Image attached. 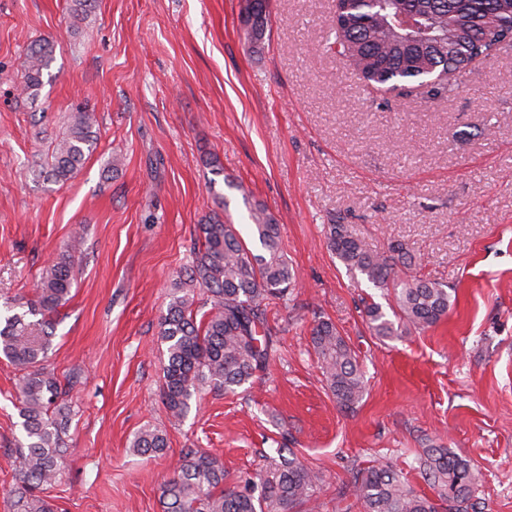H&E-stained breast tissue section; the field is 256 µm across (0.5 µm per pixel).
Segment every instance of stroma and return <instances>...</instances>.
I'll list each match as a JSON object with an SVG mask.
<instances>
[{
  "label": "stroma",
  "mask_w": 512,
  "mask_h": 512,
  "mask_svg": "<svg viewBox=\"0 0 512 512\" xmlns=\"http://www.w3.org/2000/svg\"><path fill=\"white\" fill-rule=\"evenodd\" d=\"M246 0H0V320L24 312L42 272L86 228L71 298L52 316L45 367L69 383L66 464L43 497L62 512H162L182 453L204 448L229 479L293 449L323 481L316 512H360L352 475L387 464L420 494L423 448L442 445L479 473L480 512H512V44L442 97L368 87L323 50L335 0H267L259 51ZM55 54L37 98L18 62L39 38ZM97 148L67 182L35 178L76 106ZM264 207L298 273L267 322L274 351L236 392L205 388L183 419L162 394L158 320L216 215L253 253ZM344 224L370 249L405 243L413 275L447 284V315L392 338L363 309L391 297L327 246ZM332 321L365 373L340 410L311 344ZM19 369L0 355V512H14L24 440ZM167 449L140 455L144 427Z\"/></svg>",
  "instance_id": "obj_1"
}]
</instances>
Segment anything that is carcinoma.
<instances>
[{
	"mask_svg": "<svg viewBox=\"0 0 512 512\" xmlns=\"http://www.w3.org/2000/svg\"><path fill=\"white\" fill-rule=\"evenodd\" d=\"M266 8V0H247L250 30L246 39L251 44L264 35ZM330 34L333 39L327 40L325 48H335L347 57L366 85L396 91L416 84L428 87L427 94L435 98L459 87L472 58L491 57L501 44L512 43V0H380L375 10L364 0H338ZM54 51L55 43L42 39L25 54L22 92L28 97L39 95L43 70ZM96 144L91 113L79 107L70 114L66 136L55 143L34 175L65 182ZM251 219L264 255L253 253L233 224L211 219L197 225L192 264L185 270V279L173 288L160 318L159 338L167 352L163 397L175 417L187 414L191 399L202 388L234 393L269 360L273 338L267 306L274 300H288L297 275L280 250L274 217L257 206ZM327 239L349 270L393 295L392 319L376 303L364 308L374 335L424 330L447 315L448 288L409 275L413 256L403 245L375 253L344 224L328 225ZM80 244L77 234L72 252L42 273L36 299L27 310L41 320L31 323L25 321L27 314H14L0 328V352L23 371L18 387L26 443L16 457V512H58L41 492L56 481L64 462L62 412L67 390L39 364L51 344L47 316L69 296ZM196 288L203 297H195ZM311 342L337 406L352 409L365 392L358 356L329 320L315 324ZM166 447L164 434L150 427L141 429L132 441L133 450L141 455L161 453ZM418 468L434 496L416 493L388 467L373 466L355 474L361 512H476L473 494L478 473L468 460L432 446L418 457ZM224 481V465L216 456L187 449L162 487L163 512H295L311 500L321 475L290 451L278 453L255 476L240 475L229 487Z\"/></svg>",
	"mask_w": 512,
	"mask_h": 512,
	"instance_id": "cac0c4a2",
	"label": "carcinoma"
}]
</instances>
